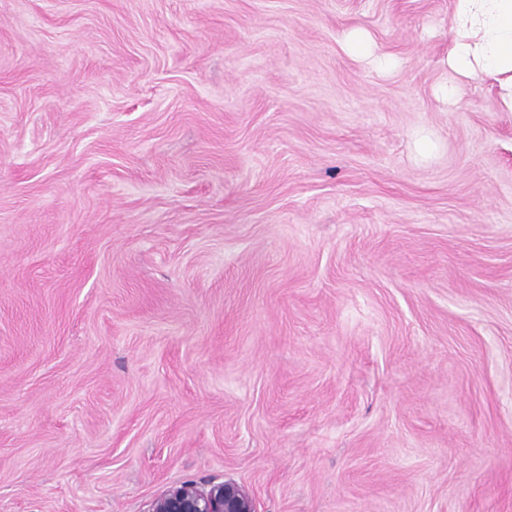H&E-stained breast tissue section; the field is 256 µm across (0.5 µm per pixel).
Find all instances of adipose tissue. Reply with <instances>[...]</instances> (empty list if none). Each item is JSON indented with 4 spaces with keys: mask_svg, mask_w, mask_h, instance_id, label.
I'll return each mask as SVG.
<instances>
[{
    "mask_svg": "<svg viewBox=\"0 0 512 512\" xmlns=\"http://www.w3.org/2000/svg\"><path fill=\"white\" fill-rule=\"evenodd\" d=\"M450 33L446 94H456L459 80L490 77L507 89L512 110V0H453Z\"/></svg>",
    "mask_w": 512,
    "mask_h": 512,
    "instance_id": "obj_1",
    "label": "adipose tissue"
}]
</instances>
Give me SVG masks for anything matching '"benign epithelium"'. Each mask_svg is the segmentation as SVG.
Listing matches in <instances>:
<instances>
[{
  "instance_id": "benign-epithelium-1",
  "label": "benign epithelium",
  "mask_w": 512,
  "mask_h": 512,
  "mask_svg": "<svg viewBox=\"0 0 512 512\" xmlns=\"http://www.w3.org/2000/svg\"><path fill=\"white\" fill-rule=\"evenodd\" d=\"M146 512H256L254 498L238 483L183 482L155 497Z\"/></svg>"
}]
</instances>
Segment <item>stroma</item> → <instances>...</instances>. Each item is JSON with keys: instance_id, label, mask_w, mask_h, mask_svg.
I'll list each match as a JSON object with an SVG mask.
<instances>
[{"instance_id": "stroma-1", "label": "stroma", "mask_w": 512, "mask_h": 512, "mask_svg": "<svg viewBox=\"0 0 512 512\" xmlns=\"http://www.w3.org/2000/svg\"><path fill=\"white\" fill-rule=\"evenodd\" d=\"M451 10L0 0V512H512V112L441 95ZM345 48L354 56L371 58L380 69H389L392 66L389 57L375 53L372 41L364 31L356 30L348 34ZM145 512H256L254 498L238 483L183 482L155 497Z\"/></svg>"}]
</instances>
